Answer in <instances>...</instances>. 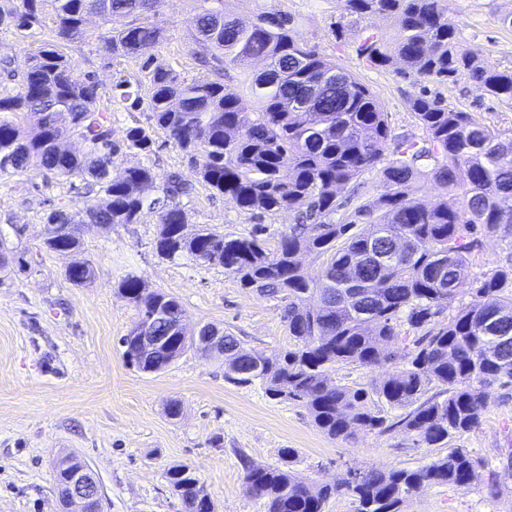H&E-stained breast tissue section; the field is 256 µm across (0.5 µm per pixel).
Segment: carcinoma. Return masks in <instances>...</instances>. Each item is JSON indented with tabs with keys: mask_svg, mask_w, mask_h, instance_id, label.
<instances>
[{
	"mask_svg": "<svg viewBox=\"0 0 512 512\" xmlns=\"http://www.w3.org/2000/svg\"><path fill=\"white\" fill-rule=\"evenodd\" d=\"M47 1L54 5L53 42L30 55L22 70L0 60V77L13 84L0 94V175L35 163L58 178L90 180L104 194L101 206L79 219L56 209L48 223L65 226L78 241L84 224H137L144 209L155 210L159 255L220 264L241 286L280 301L292 347L261 358L226 330L225 378L258 380L271 396L300 402L323 434L344 441L358 430L391 428L377 398L406 409L397 424L427 446L475 429L490 392L512 393V255L476 280L470 301L457 304L483 240L512 238V128L452 107L425 86L467 79L511 105L512 70L466 48L448 19L447 0H336L356 23L373 16L394 21L391 31L361 27L354 51L370 67L423 83L409 99L422 140L393 134L377 96L302 38L290 13L263 11L247 24L210 6L214 0H197L188 24L193 54L224 73V81L187 84L157 62L164 29L143 15L139 0H0V28L43 26ZM94 11L111 25L112 57L136 60L148 85L146 96L140 81L112 85L113 102L144 105L153 120L150 129L129 127L121 141L112 139L110 118L97 108L94 73L71 79L72 60L59 49L85 36V19ZM255 60L265 68L248 71ZM25 113L37 117L31 136L15 122ZM159 132L186 154L200 181L252 218L288 210L299 223L279 235L273 250L262 227L248 237L180 234V201L195 191L180 172L160 176L133 163L109 174L114 157L150 152ZM69 137L84 141L86 153L62 149ZM372 171L382 192L342 211L339 194ZM428 181L452 199L424 204ZM383 252L392 256L376 262ZM305 253L323 259L317 280L303 273ZM118 288L141 316L158 307L181 314L175 297L148 290L138 276H126ZM452 307L448 322L437 320ZM410 332L416 336L409 345ZM121 341L127 362L147 373L165 370L191 349L179 342L138 359L130 335ZM343 362L395 370L370 389L329 383V371ZM432 384L440 391L428 397ZM291 458L288 449L282 467L244 463L246 491L263 512H324L340 495L353 498L356 512H400L406 498L426 488L477 482L481 468L455 448L417 469L372 468L316 484L290 468ZM165 477L189 512H214L188 466L173 465Z\"/></svg>",
	"mask_w": 512,
	"mask_h": 512,
	"instance_id": "cac0c4a2",
	"label": "carcinoma"
}]
</instances>
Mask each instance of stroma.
I'll return each instance as SVG.
<instances>
[{
  "label": "stroma",
  "instance_id": "stroma-1",
  "mask_svg": "<svg viewBox=\"0 0 512 512\" xmlns=\"http://www.w3.org/2000/svg\"><path fill=\"white\" fill-rule=\"evenodd\" d=\"M196 0H155L151 15L165 30L159 62L185 82L215 80L198 65L186 36ZM226 11L242 20L282 9L293 14L308 42L336 59L376 94L394 133L423 138L406 102L412 83L394 70L363 64L353 51L358 26L341 18L336 0H224ZM512 0H450L448 17L472 52L512 68ZM86 28L93 42L75 40L65 51L72 74L94 73L98 107L112 118L113 139L132 125L151 126L148 111H128L111 99L119 78L137 79L130 59L111 58L104 39L110 27L92 16ZM49 29L0 30V58L23 68L30 53L50 40ZM452 106L512 128V107L467 80L441 85ZM141 164L157 174L179 169L195 183L194 195L181 203L188 232L212 229L247 236L256 223L235 201L199 184L183 152L157 135ZM102 195L78 178L58 179L31 167L0 177V512H59L54 463L75 453L95 471L104 512H185L165 472L183 464L200 478L216 512H262L243 488L241 456L256 465H278L283 449H293L292 465L320 482L348 471L415 469L462 448L484 465L479 482L467 487L438 486L409 497L402 512H512V475L503 466L512 457V400L491 392L480 426L445 444H416L398 426L400 412L385 408L393 426L383 433H358L356 442L329 438L296 401L270 397L261 382L245 385L224 377V361L187 351L168 368L145 373L130 365L119 340L136 324L135 307L119 292L129 274L147 288L176 297L187 326L209 323L232 330L247 348L265 355L287 350L293 339L277 301L242 287L223 266L189 259L169 260L155 249L160 231L156 213L136 224H89L79 248L55 253L44 246L47 216L54 209L84 213L99 207ZM75 262L94 266L95 279L72 284L67 268ZM179 401L178 417L167 414Z\"/></svg>",
  "mask_w": 512,
  "mask_h": 512
}]
</instances>
